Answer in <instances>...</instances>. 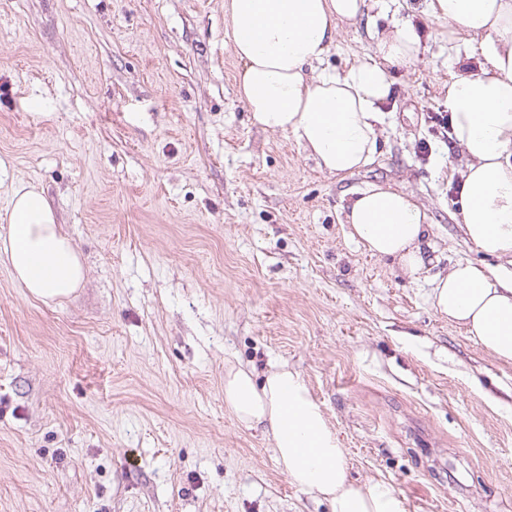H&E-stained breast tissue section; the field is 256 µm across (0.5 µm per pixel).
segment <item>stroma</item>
Segmentation results:
<instances>
[{
	"mask_svg": "<svg viewBox=\"0 0 512 512\" xmlns=\"http://www.w3.org/2000/svg\"><path fill=\"white\" fill-rule=\"evenodd\" d=\"M396 21L424 51L389 71L374 162L341 177L253 123L224 0H0V214L13 185L42 188L85 268L45 304L0 265V512H330L224 405L228 367L273 364L353 482L406 512H512V365L343 222L389 184L428 210L434 272L499 264L459 227L465 159L434 121L478 41L383 0L322 67L373 56Z\"/></svg>",
	"mask_w": 512,
	"mask_h": 512,
	"instance_id": "1",
	"label": "stroma"
}]
</instances>
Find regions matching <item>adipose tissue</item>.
Instances as JSON below:
<instances>
[{
    "label": "adipose tissue",
    "instance_id": "adipose-tissue-1",
    "mask_svg": "<svg viewBox=\"0 0 512 512\" xmlns=\"http://www.w3.org/2000/svg\"><path fill=\"white\" fill-rule=\"evenodd\" d=\"M367 0H224L232 50L242 64L237 86L253 123L291 133L317 167L348 176L370 165L378 149L387 71L417 60L421 43L410 24L393 23L376 40V57L342 73H313L336 37V27L364 14ZM451 35L478 40L488 63L448 85L451 140L466 158L457 195L466 239L482 254L507 260L495 271L459 262L433 277L431 305L464 327L496 360L512 363V0H429ZM350 235L413 280L433 259L426 208L385 184L356 191L345 214ZM0 262L31 297L51 303L80 288L79 251L36 187L15 189L8 228L0 233ZM224 402L237 420L259 428L276 461L305 494L331 512H405L391 485L348 477L336 433L329 428L298 373L273 365L263 374L229 367Z\"/></svg>",
    "mask_w": 512,
    "mask_h": 512
}]
</instances>
